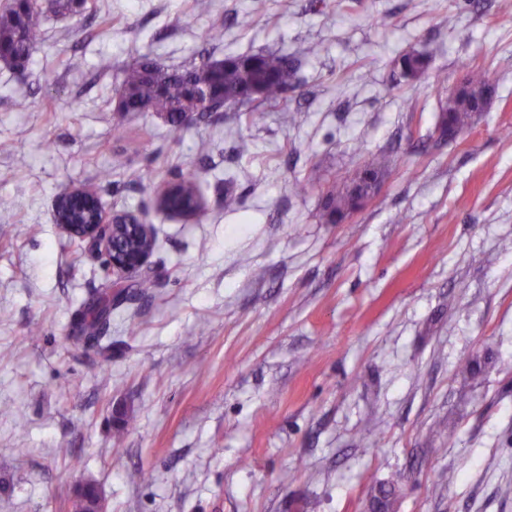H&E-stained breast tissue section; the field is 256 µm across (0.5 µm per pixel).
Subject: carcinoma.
Listing matches in <instances>:
<instances>
[{
  "mask_svg": "<svg viewBox=\"0 0 512 512\" xmlns=\"http://www.w3.org/2000/svg\"><path fill=\"white\" fill-rule=\"evenodd\" d=\"M45 12L39 0H11L0 9V61L23 67L44 41ZM429 55L411 52L401 57V68L411 76L424 71ZM293 71L288 56L275 52L228 55L222 59H207L199 66L184 70L165 71L147 58L135 60L122 70L118 82L120 103L116 111L123 115L142 111L143 107L167 116L175 127L184 125L182 114L186 108L189 79L199 74L214 78L224 87V101L236 102L244 98L251 87L259 88V103L278 105L288 98V75ZM489 85L485 74L478 68L469 71L465 91L454 105L445 109L449 113L446 123L461 132L476 110L477 96ZM370 185L361 181L354 186L342 183L329 192L321 215L327 224H333L349 210L357 196L368 194ZM121 292L104 293L97 303L82 313L85 340L96 343L106 327L112 306L119 303ZM371 512H394L398 498V481L374 482L371 487ZM96 488L87 487L83 495L73 500V512H89L96 501Z\"/></svg>",
  "mask_w": 512,
  "mask_h": 512,
  "instance_id": "obj_1",
  "label": "carcinoma"
}]
</instances>
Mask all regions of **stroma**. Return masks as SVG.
<instances>
[{"mask_svg":"<svg viewBox=\"0 0 512 512\" xmlns=\"http://www.w3.org/2000/svg\"><path fill=\"white\" fill-rule=\"evenodd\" d=\"M193 3L86 0L112 19L88 37L50 9L31 63L0 62V512H72L86 481L107 512H367V472L399 479L396 512H512V8ZM413 49L431 56L410 79ZM261 50L294 59L296 123L227 108L174 129L114 111L116 72L140 56ZM473 67L495 95L441 140ZM377 153L391 159L377 193L324 223L328 191ZM188 175L200 222L155 206ZM72 185L146 214L156 239L152 292L123 280L102 346L73 339L113 277L55 221ZM468 359L479 382L457 372Z\"/></svg>","mask_w":512,"mask_h":512,"instance_id":"obj_1","label":"stroma"}]
</instances>
